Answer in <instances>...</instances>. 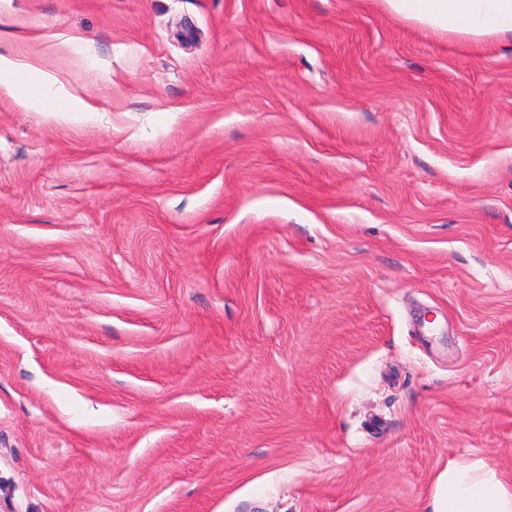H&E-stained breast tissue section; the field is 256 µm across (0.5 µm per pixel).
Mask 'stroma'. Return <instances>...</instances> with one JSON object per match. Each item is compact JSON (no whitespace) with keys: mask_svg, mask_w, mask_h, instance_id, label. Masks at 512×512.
Masks as SVG:
<instances>
[{"mask_svg":"<svg viewBox=\"0 0 512 512\" xmlns=\"http://www.w3.org/2000/svg\"><path fill=\"white\" fill-rule=\"evenodd\" d=\"M0 495L423 512L512 472V37L381 0H0ZM90 111H80L81 103ZM424 512H512V476L482 458L449 462Z\"/></svg>","mask_w":512,"mask_h":512,"instance_id":"stroma-1","label":"stroma"}]
</instances>
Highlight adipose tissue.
Instances as JSON below:
<instances>
[{"label":"adipose tissue","instance_id":"obj_1","mask_svg":"<svg viewBox=\"0 0 512 512\" xmlns=\"http://www.w3.org/2000/svg\"><path fill=\"white\" fill-rule=\"evenodd\" d=\"M388 10L435 31L512 36V0H383ZM426 512H512V476L484 459L449 463Z\"/></svg>","mask_w":512,"mask_h":512}]
</instances>
